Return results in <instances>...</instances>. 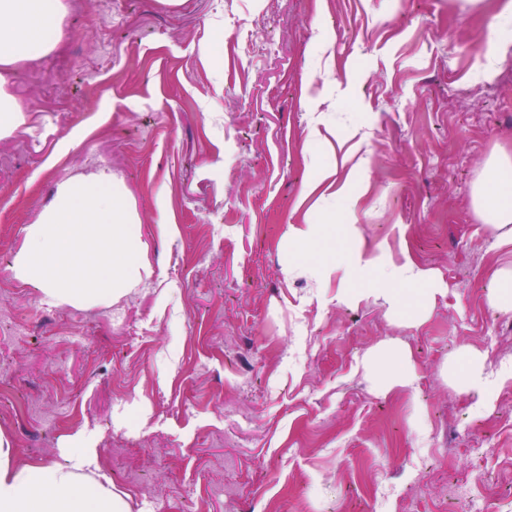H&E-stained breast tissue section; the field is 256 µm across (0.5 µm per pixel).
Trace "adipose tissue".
I'll return each mask as SVG.
<instances>
[{"label": "adipose tissue", "instance_id": "1", "mask_svg": "<svg viewBox=\"0 0 512 512\" xmlns=\"http://www.w3.org/2000/svg\"><path fill=\"white\" fill-rule=\"evenodd\" d=\"M66 12L65 0H0V136L23 121V107L6 90L8 73L55 49L63 35ZM332 156V150L323 147L310 151V178L300 198L309 207L308 219L304 226L290 228L287 239L312 248L318 246L331 236L339 211L350 207L349 195L335 187L336 163ZM473 201L485 222L499 230L500 241L512 245L511 155L499 154L487 164L473 189ZM362 264L358 251L346 253L341 261L328 253L302 262L284 260L280 272L286 279L306 276L320 280L342 270L348 284L343 295L353 298L357 291L351 282ZM446 290L442 282L408 262L397 267L375 265L368 294L396 320L413 323L423 320L437 296ZM363 368L383 386H409L416 377L408 351L392 341L368 352ZM507 376H512L511 363L490 370L485 355L471 349L461 351L456 362L448 366V380L456 390L476 391L488 398ZM89 464V450L75 445L68 453L67 464L17 468L11 462L8 442L0 437V512H130L122 494L87 476Z\"/></svg>", "mask_w": 512, "mask_h": 512}]
</instances>
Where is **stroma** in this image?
Listing matches in <instances>:
<instances>
[{"label":"stroma","mask_w":512,"mask_h":512,"mask_svg":"<svg viewBox=\"0 0 512 512\" xmlns=\"http://www.w3.org/2000/svg\"><path fill=\"white\" fill-rule=\"evenodd\" d=\"M64 36L7 88L0 138V435L14 466L67 460L131 512H512V377L488 405L445 369L463 348L512 361L488 301L512 245L473 206L512 154V0H66ZM328 42L317 39L319 29ZM365 259L448 285L410 326L340 274L284 280L282 238L309 176L306 90ZM112 172L148 244L149 279L112 304L60 305L18 278L61 180ZM408 348L413 388L360 367Z\"/></svg>","instance_id":"35a3bbf8"}]
</instances>
